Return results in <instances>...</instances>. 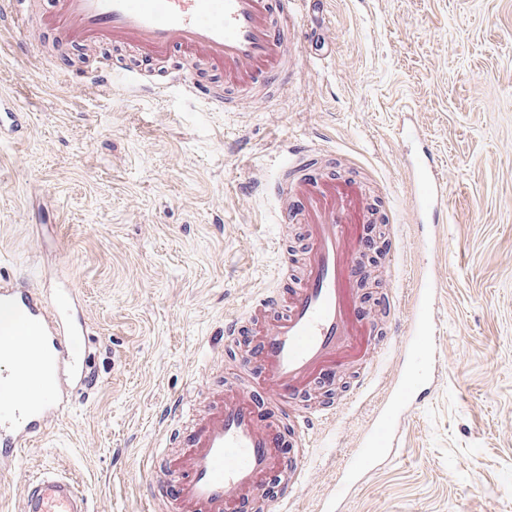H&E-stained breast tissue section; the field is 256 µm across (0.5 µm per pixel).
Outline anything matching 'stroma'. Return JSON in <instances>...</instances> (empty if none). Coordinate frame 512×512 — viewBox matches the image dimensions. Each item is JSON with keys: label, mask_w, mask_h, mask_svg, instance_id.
Here are the masks:
<instances>
[{"label": "stroma", "mask_w": 512, "mask_h": 512, "mask_svg": "<svg viewBox=\"0 0 512 512\" xmlns=\"http://www.w3.org/2000/svg\"><path fill=\"white\" fill-rule=\"evenodd\" d=\"M324 42H297L307 21L280 19L288 84L258 108L220 112L160 90L167 64L112 42L59 45L51 0L23 11L34 33L0 29V106L22 125L0 139V276L73 285L91 333L92 380L45 435L0 467V512H19L23 473L51 468L88 491L92 512H147L178 479L171 463L240 376L256 343L247 308L287 295L286 261L306 244L276 223L263 185L284 151L360 187L362 237L380 253L355 300L380 326L366 357L297 398L321 445L285 430L287 483L307 480L288 512H323L394 365L381 304L393 267L410 296L422 252L403 153L428 145L448 180L449 221L432 238L440 333L436 386L400 423L402 449L366 474L346 512H512V0H320ZM133 69L141 89L104 96L71 79L87 61ZM413 121L419 139L400 141ZM239 329L226 337L224 323ZM374 374L372 399L322 421ZM159 467L149 470L148 454Z\"/></svg>", "instance_id": "obj_1"}]
</instances>
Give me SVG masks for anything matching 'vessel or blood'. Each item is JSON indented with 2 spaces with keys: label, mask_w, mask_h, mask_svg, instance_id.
Wrapping results in <instances>:
<instances>
[{
  "label": "vessel or blood",
  "mask_w": 512,
  "mask_h": 512,
  "mask_svg": "<svg viewBox=\"0 0 512 512\" xmlns=\"http://www.w3.org/2000/svg\"><path fill=\"white\" fill-rule=\"evenodd\" d=\"M275 0H53L52 20L61 44L114 42L134 47L151 59L172 51L202 56L223 69L237 86L287 83L286 46L275 23ZM111 94L115 83L134 84L133 75L116 70L76 74ZM168 86L186 96L215 103L212 90L172 75ZM410 202L418 223L448 218V182L431 149L406 163ZM303 199L307 249L303 277L289 294L260 300L258 340L240 384L225 392L178 461L181 473L169 512H230L252 496L280 467L285 441L273 410L290 411L293 399L331 368L363 357L370 339L354 315L355 256L358 226L366 214L360 196L335 180H297ZM436 301L420 291L409 311L389 299L393 313H405L403 336L394 342L395 386L380 403L336 481V500L349 497L360 477L381 466L401 447L402 416L434 385L430 363L438 345ZM24 326L30 348H0V361L17 377L0 383V464L13 461L31 441L45 434L52 417L69 411L85 383L89 340L80 301L71 286L40 295L23 281L0 282V319ZM307 474L297 469L273 502L286 512L302 491ZM20 512H90L89 496L79 482L52 469L30 474Z\"/></svg>",
  "instance_id": "b4317fda"
}]
</instances>
